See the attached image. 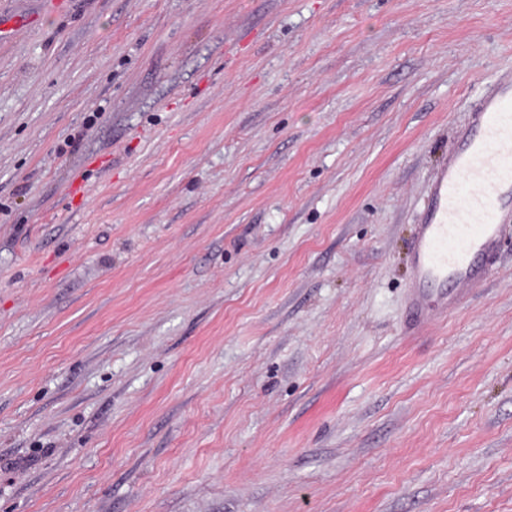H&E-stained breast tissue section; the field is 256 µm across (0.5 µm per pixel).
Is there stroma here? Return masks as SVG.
I'll return each instance as SVG.
<instances>
[{"label": "stroma", "mask_w": 512, "mask_h": 512, "mask_svg": "<svg viewBox=\"0 0 512 512\" xmlns=\"http://www.w3.org/2000/svg\"><path fill=\"white\" fill-rule=\"evenodd\" d=\"M0 14V512H512V230L405 314L512 0Z\"/></svg>", "instance_id": "stroma-1"}]
</instances>
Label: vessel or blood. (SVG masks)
<instances>
[{
    "instance_id": "b4317fda",
    "label": "vessel or blood",
    "mask_w": 512,
    "mask_h": 512,
    "mask_svg": "<svg viewBox=\"0 0 512 512\" xmlns=\"http://www.w3.org/2000/svg\"><path fill=\"white\" fill-rule=\"evenodd\" d=\"M512 226V76L500 77L457 135L415 229L407 303L420 332L447 317L493 270Z\"/></svg>"
}]
</instances>
